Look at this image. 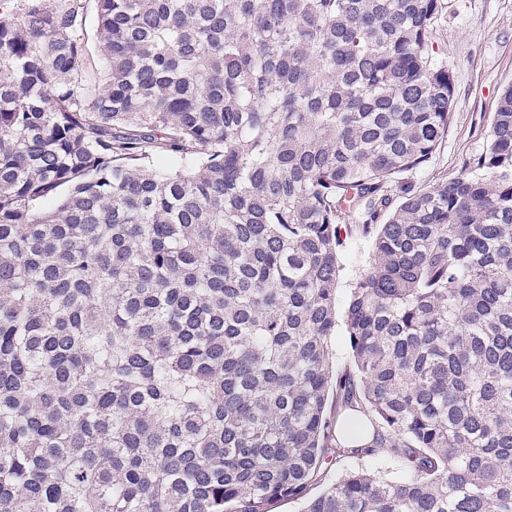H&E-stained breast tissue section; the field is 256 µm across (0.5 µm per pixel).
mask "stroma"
I'll use <instances>...</instances> for the list:
<instances>
[{"instance_id": "1", "label": "stroma", "mask_w": 512, "mask_h": 512, "mask_svg": "<svg viewBox=\"0 0 512 512\" xmlns=\"http://www.w3.org/2000/svg\"><path fill=\"white\" fill-rule=\"evenodd\" d=\"M431 54L453 75L455 104L448 133L431 161L410 177L418 188L456 176L485 146L500 94L512 84V0H446L435 23ZM362 469L392 482L407 476L383 451L363 458L346 456L323 465L310 493L318 495L345 474Z\"/></svg>"}]
</instances>
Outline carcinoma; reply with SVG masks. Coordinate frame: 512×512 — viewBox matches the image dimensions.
Returning <instances> with one entry per match:
<instances>
[{
    "mask_svg": "<svg viewBox=\"0 0 512 512\" xmlns=\"http://www.w3.org/2000/svg\"><path fill=\"white\" fill-rule=\"evenodd\" d=\"M95 2L100 70L84 0L0 18V512H271L376 448L408 477L302 512H512V86L403 178L452 116L444 0ZM345 270H344V278L340 285L339 295L337 298V317L340 321V316L344 307V303L347 295V284L350 279L354 278L358 275L366 266L368 265L366 248L363 244L358 242L349 245L346 256L344 259ZM329 350L333 364L336 365V369H343L345 366H349L351 362L350 349L346 340V336L343 335L340 322L339 326L336 328V334L334 336H330Z\"/></svg>",
    "mask_w": 512,
    "mask_h": 512,
    "instance_id": "carcinoma-1",
    "label": "carcinoma"
}]
</instances>
